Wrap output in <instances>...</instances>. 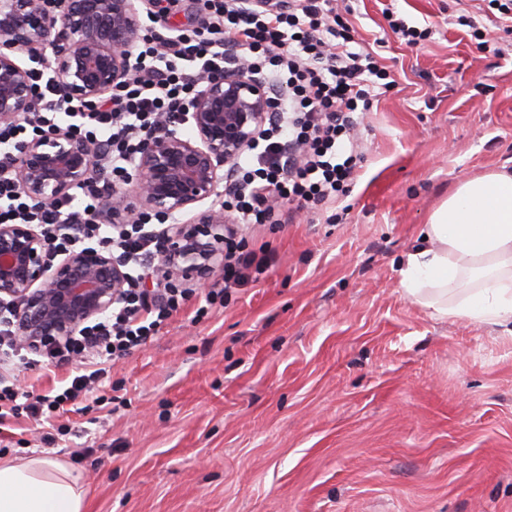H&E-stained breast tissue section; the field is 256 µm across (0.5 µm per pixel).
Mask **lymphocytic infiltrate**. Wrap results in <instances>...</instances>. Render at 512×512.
Instances as JSON below:
<instances>
[{
  "instance_id": "1",
  "label": "lymphocytic infiltrate",
  "mask_w": 512,
  "mask_h": 512,
  "mask_svg": "<svg viewBox=\"0 0 512 512\" xmlns=\"http://www.w3.org/2000/svg\"><path fill=\"white\" fill-rule=\"evenodd\" d=\"M199 26L169 37L159 51L158 35L143 39L130 81L117 86L99 107L72 112L78 131L102 144L91 185L75 195L42 207L19 195L13 165L29 130L60 119L56 88L46 69H34L35 109L24 122L0 125V224H36L59 252L108 239L129 269L126 284L110 312L85 326L64 349L52 352L58 362L79 360L82 374L56 395L22 389L13 373L23 359L16 340L12 301H0V418L26 414L53 423L64 405L94 394L107 364L147 344L179 314L189 298L186 288L163 285L146 292L145 279H159L156 263L161 240L146 225L101 223L98 207L114 185L126 182L142 144L159 120L181 127L207 69L248 67L272 78L280 94L274 123L265 128L259 151L232 165L236 192L225 201L235 223L224 228L232 241L236 227L280 223L272 201L313 210L334 200L357 177L356 113L386 92L388 78L374 52L352 46L349 29L339 20L334 0H273L258 8L246 0H202ZM269 261L256 253H239L224 265V286L210 289L207 305L223 303L225 289L242 285L246 270L263 274Z\"/></svg>"
}]
</instances>
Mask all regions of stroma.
<instances>
[{
  "instance_id": "obj_1",
  "label": "stroma",
  "mask_w": 512,
  "mask_h": 512,
  "mask_svg": "<svg viewBox=\"0 0 512 512\" xmlns=\"http://www.w3.org/2000/svg\"><path fill=\"white\" fill-rule=\"evenodd\" d=\"M393 84L360 120L359 177L328 208L246 236L259 282L197 316L193 296L109 367L110 410L0 420V460L69 465L84 512H512V333L438 316L401 286L404 255L458 183L512 170V27L488 0H344ZM428 29L406 45L382 14ZM160 0L147 31L198 22ZM494 40L498 50L480 46ZM21 386L75 365L37 353Z\"/></svg>"
}]
</instances>
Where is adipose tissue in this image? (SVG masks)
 <instances>
[{"instance_id": "adipose-tissue-1", "label": "adipose tissue", "mask_w": 512, "mask_h": 512, "mask_svg": "<svg viewBox=\"0 0 512 512\" xmlns=\"http://www.w3.org/2000/svg\"><path fill=\"white\" fill-rule=\"evenodd\" d=\"M402 261L401 284L443 316L512 322V170L460 183L429 214ZM84 490L61 463L0 461V512H83Z\"/></svg>"}]
</instances>
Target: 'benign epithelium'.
Returning <instances> with one entry per match:
<instances>
[{
	"instance_id": "benign-epithelium-1",
	"label": "benign epithelium",
	"mask_w": 512,
	"mask_h": 512,
	"mask_svg": "<svg viewBox=\"0 0 512 512\" xmlns=\"http://www.w3.org/2000/svg\"><path fill=\"white\" fill-rule=\"evenodd\" d=\"M148 0H0V124L34 110L31 62L52 51L60 102L93 106L135 71ZM272 84L245 68L206 73L185 116L191 135L163 122L133 161L130 188L100 200L104 224L145 212L162 229L165 276L204 281L224 266V165L256 143L276 111ZM96 143L53 125L19 147L20 195L49 207L90 182ZM126 280L104 244L66 253L33 224H0V300L17 306L16 329L32 351L61 347L112 308Z\"/></svg>"
}]
</instances>
